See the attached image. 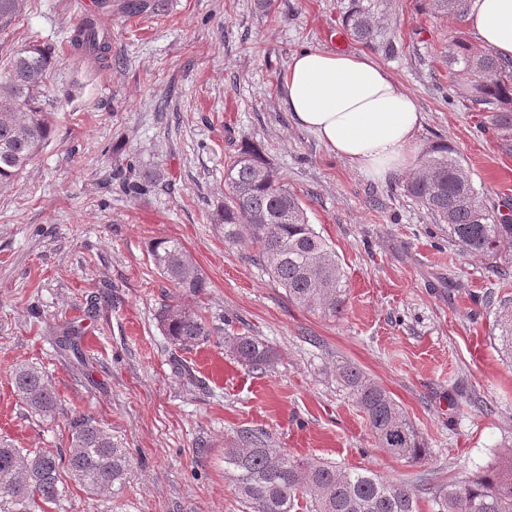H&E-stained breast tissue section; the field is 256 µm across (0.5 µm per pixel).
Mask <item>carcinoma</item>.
<instances>
[{"instance_id":"cac0c4a2","label":"carcinoma","mask_w":512,"mask_h":512,"mask_svg":"<svg viewBox=\"0 0 512 512\" xmlns=\"http://www.w3.org/2000/svg\"><path fill=\"white\" fill-rule=\"evenodd\" d=\"M20 0H0V27L15 19ZM436 12L468 10L470 0H424ZM163 0H122L126 16L157 12ZM374 0H351L345 29L366 45L384 42V26L374 13ZM72 50L101 63L108 61L109 41L96 19L85 17L70 34ZM55 51L29 44L6 58L0 75V185L14 180L45 146L53 133V100L48 96ZM448 77L469 93L473 108L491 113L493 123L512 128V60L474 48L463 36L448 37ZM418 172L404 185L440 224L448 225V240L471 255L494 256L512 243V213L487 206L474 188L457 153L446 146L424 152ZM126 195H142L151 177L129 166L119 173ZM227 191L215 212L229 243L247 240L255 260L284 288L288 300L325 316L345 310L347 285L333 248L309 224L302 201L261 148L247 143L227 163ZM153 263L185 297H200L207 279L185 247L172 238L151 242ZM158 322L173 343L183 349L210 335L203 318L189 306L166 304ZM496 326L501 346L512 352V307L503 304ZM224 348L252 371L273 364L275 351L261 336L224 337ZM336 377L364 413L378 447L393 456L418 460L426 448L413 422L390 392L359 368L342 364ZM14 391L31 412L53 418L57 394L43 369L26 363L12 372ZM70 450L60 454L19 448L0 439V512H51L58 506L69 477L104 504L122 497L132 461L122 443L89 415L68 423ZM234 491L250 512H512V451L480 474L462 477L434 489L428 498L414 488L384 479L365 468H346L331 461L295 459L269 447L258 435L243 431L224 449Z\"/></svg>"}]
</instances>
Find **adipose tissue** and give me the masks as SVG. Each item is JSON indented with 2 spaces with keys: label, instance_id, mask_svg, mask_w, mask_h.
<instances>
[{
  "label": "adipose tissue",
  "instance_id": "obj_1",
  "mask_svg": "<svg viewBox=\"0 0 512 512\" xmlns=\"http://www.w3.org/2000/svg\"><path fill=\"white\" fill-rule=\"evenodd\" d=\"M468 22L482 47L512 59V0H471ZM281 89L294 122L352 167L384 179L411 166L423 114L367 56L300 50Z\"/></svg>",
  "mask_w": 512,
  "mask_h": 512
}]
</instances>
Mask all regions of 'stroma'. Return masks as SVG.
Here are the masks:
<instances>
[{
	"label": "stroma",
	"mask_w": 512,
	"mask_h": 512,
	"mask_svg": "<svg viewBox=\"0 0 512 512\" xmlns=\"http://www.w3.org/2000/svg\"><path fill=\"white\" fill-rule=\"evenodd\" d=\"M350 0H168L127 17L100 0H21L0 28V63L51 45L60 100L55 133L14 182L0 186V436L51 452L70 446L72 416L94 417L128 448L122 512H246L224 472L240 431L295 457L366 468L421 489L445 486L512 450V356L497 339L512 301V246L497 258L462 253L403 190L353 169L282 104L281 77L304 48L366 54L424 114L419 151L454 149L489 205L512 210V132L490 126L448 86V37L477 38L463 14L423 0H379L399 52L342 32ZM97 15L113 62L72 52L78 19ZM262 149L347 276L343 315L292 304L252 246L225 242L214 213L224 170L244 143ZM154 187L130 198L112 185L128 166ZM178 239L209 286L193 302L211 330L174 346L156 315L179 301L149 245ZM103 296L94 318L86 297ZM81 322L83 361L57 350L50 324ZM265 338L276 360L241 368L228 334ZM49 373L54 419L16 395V364ZM359 367L408 413L430 451L411 463L378 448L364 414L336 380Z\"/></svg>",
	"instance_id": "35a3bbf8"
}]
</instances>
